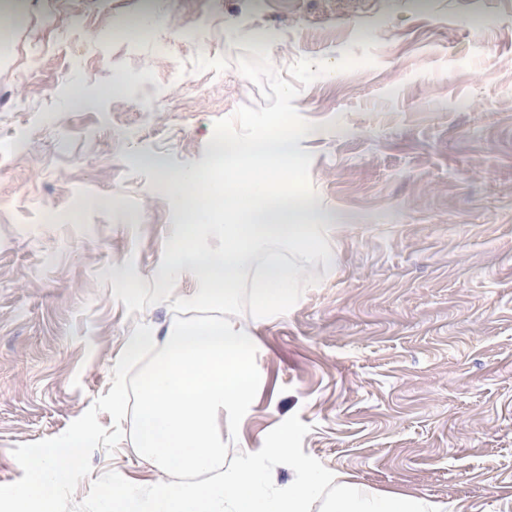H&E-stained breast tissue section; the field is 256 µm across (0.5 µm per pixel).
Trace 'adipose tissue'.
Here are the masks:
<instances>
[{
	"instance_id": "adipose-tissue-1",
	"label": "adipose tissue",
	"mask_w": 512,
	"mask_h": 512,
	"mask_svg": "<svg viewBox=\"0 0 512 512\" xmlns=\"http://www.w3.org/2000/svg\"><path fill=\"white\" fill-rule=\"evenodd\" d=\"M443 509V504L419 496L375 494L340 476L333 483L327 512H443Z\"/></svg>"
}]
</instances>
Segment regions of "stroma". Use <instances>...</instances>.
<instances>
[{"label": "stroma", "instance_id": "stroma-1", "mask_svg": "<svg viewBox=\"0 0 512 512\" xmlns=\"http://www.w3.org/2000/svg\"><path fill=\"white\" fill-rule=\"evenodd\" d=\"M372 64L294 101L331 262L253 326L258 393L236 450L292 415L303 451L375 492L512 512V0H0V484L17 445L62 434L112 387L183 209L164 172L211 159L216 121L261 103L236 59ZM82 89L87 108L69 105ZM53 211L55 222L43 220ZM113 470L163 474L123 439Z\"/></svg>", "mask_w": 512, "mask_h": 512}]
</instances>
